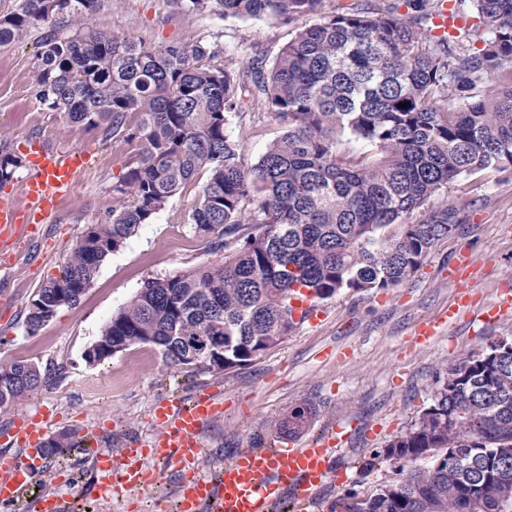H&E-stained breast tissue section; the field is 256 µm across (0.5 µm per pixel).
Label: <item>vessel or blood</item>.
I'll list each match as a JSON object with an SVG mask.
<instances>
[{"label":"vessel or blood","instance_id":"b4317fda","mask_svg":"<svg viewBox=\"0 0 512 512\" xmlns=\"http://www.w3.org/2000/svg\"><path fill=\"white\" fill-rule=\"evenodd\" d=\"M85 162L79 149L66 152L40 145L26 157L28 175L21 199L0 198V261L11 262L10 247L19 231L37 238L55 217L58 203L68 197ZM223 410L211 393H198L190 402L165 399L156 403L157 435L133 440L119 457L96 456L98 487L115 494L156 484L149 460H160L179 476L178 512H272L275 504L291 499L296 512H307L328 478L332 465L350 439L349 432H331L314 444L296 448H243L225 463L218 480L207 479L198 462L207 421ZM43 413L17 415L0 431V442L18 443L27 455L0 461V502L21 498L45 466L43 446L48 433Z\"/></svg>","mask_w":512,"mask_h":512}]
</instances>
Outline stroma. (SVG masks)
<instances>
[{
  "label": "stroma",
  "mask_w": 512,
  "mask_h": 512,
  "mask_svg": "<svg viewBox=\"0 0 512 512\" xmlns=\"http://www.w3.org/2000/svg\"><path fill=\"white\" fill-rule=\"evenodd\" d=\"M315 21L312 15L290 24L210 12L187 16L171 0H108L90 24L156 47L216 41L225 59L244 68L258 54L273 60L298 28ZM37 52L32 36L0 46V142L18 155L28 139L39 138L61 151L85 149L90 162L43 238L21 240L13 264L0 270V364L23 360L53 373L46 386L0 407V429L18 414L46 410L50 437L65 434L76 442L83 431L95 429L100 450L117 456L130 438L153 437L157 401L208 391L223 402L224 414L202 429V474H211L242 448L306 444L350 425L354 433L338 461L346 478L327 481L309 512H331L347 489L366 497L394 480L397 460H379L368 472L364 462L411 428L450 366L482 351L491 338L512 334V310L495 324L479 321L484 307L512 295V171L461 176L448 190L459 223L434 244L415 273L384 292H340L319 301L320 316L298 322L282 343L251 365L189 375L171 367L155 347L142 344L90 365L84 359L87 349L145 280L220 262L224 252L198 236L191 222L205 183L197 177L106 257L75 306L58 309L38 333H27L32 297L59 275L87 229L118 206L112 187L139 149L137 142L112 137L105 127L70 123L43 107L34 90ZM241 107L257 127L256 135L243 141L252 164L280 128L258 100L243 98ZM464 253L475 263L469 306L427 346L415 347L417 324L438 317L457 299L448 267ZM303 402L315 410L307 428L294 439L278 435L277 422ZM37 488L65 494L64 512H158L157 503L176 499L178 483L167 472L148 493L100 495L92 457L75 446L67 455H48Z\"/></svg>",
  "instance_id": "1"
}]
</instances>
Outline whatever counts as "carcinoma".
I'll return each mask as SVG.
<instances>
[{
	"label": "carcinoma",
	"instance_id": "1",
	"mask_svg": "<svg viewBox=\"0 0 512 512\" xmlns=\"http://www.w3.org/2000/svg\"><path fill=\"white\" fill-rule=\"evenodd\" d=\"M171 2L188 14L319 20L271 65L260 56L236 70L216 43L152 47L87 29L105 0H17L0 15V45L46 28L35 79L43 106L88 127L106 120L112 136L139 143L112 187L122 203L35 294L29 333L76 305L108 254L206 175L191 223L215 237L224 261L146 280L88 348L89 365L136 344L194 372L250 365L295 328V289L327 299L400 285L456 228L458 210L437 202L450 185L512 169V0L454 6L469 24L444 37L432 33L441 0H402L379 12L328 9L325 0ZM66 26L74 33L62 37ZM245 92L282 129L254 164L227 135L244 118ZM346 136L370 149H342ZM19 167L0 143V184ZM420 210L425 217L412 220ZM214 336L224 342L223 363L191 358ZM47 379L31 363L0 366V407ZM312 416L297 405L276 431L294 436ZM380 457L404 464L399 478L348 512H504L512 504V336L448 368L429 407L365 468ZM421 458L427 468L410 466Z\"/></svg>",
	"mask_w": 512,
	"mask_h": 512
}]
</instances>
